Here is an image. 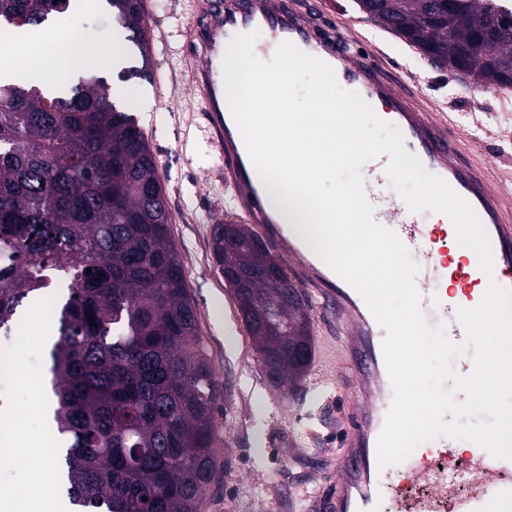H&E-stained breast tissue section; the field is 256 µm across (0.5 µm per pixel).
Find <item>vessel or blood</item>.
<instances>
[{"mask_svg": "<svg viewBox=\"0 0 512 512\" xmlns=\"http://www.w3.org/2000/svg\"><path fill=\"white\" fill-rule=\"evenodd\" d=\"M193 16L186 37V81L204 101L207 129L218 156L217 175L223 180L231 210L239 220L257 225L288 255L282 269L288 278L312 289L321 313L335 326L350 364L341 384L360 393L371 391L386 370L382 344H367L368 332L378 323L359 293L318 255L307 253L269 204L265 185L248 154L244 139L228 105L223 59L238 34L263 32L266 39L254 53L268 60L274 46L292 42L304 53L330 65L340 85L357 92L369 104H381L378 116L402 133L406 149L426 170L447 181L475 210L491 244L492 271L484 273L474 252L455 260L456 243L441 224H420L402 201L385 199L388 156L366 167V196L374 205V219L392 229L409 249L421 257L420 305L441 314L448 339H466L458 322V308L477 306L489 282L512 294V178L491 173L477 161H460L461 142L454 121L444 112L421 107V94L413 87L383 77L393 63L372 32L353 26L339 27L326 20L323 0H192ZM389 411L387 401L352 406L344 416L336 463V477L326 499L327 512H375L378 490L367 483L379 474L377 440ZM440 458L455 456L451 437L439 440ZM453 468L425 469L415 460L404 465L409 486L432 485L430 498H411L405 512H512V460L497 458L480 446L455 456ZM468 484L457 495L458 480Z\"/></svg>", "mask_w": 512, "mask_h": 512, "instance_id": "obj_1", "label": "vessel or blood"}]
</instances>
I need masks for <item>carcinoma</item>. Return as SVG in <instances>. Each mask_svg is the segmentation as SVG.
Instances as JSON below:
<instances>
[{"instance_id":"carcinoma-1","label":"carcinoma","mask_w":512,"mask_h":512,"mask_svg":"<svg viewBox=\"0 0 512 512\" xmlns=\"http://www.w3.org/2000/svg\"><path fill=\"white\" fill-rule=\"evenodd\" d=\"M152 77L143 0H103ZM370 19L441 67L483 85L512 79V10L499 0H358ZM53 0H0V35L42 26ZM157 163L133 117L91 74L69 87L17 74L0 83V329L68 276L51 332L49 420L63 444L70 512H200L213 480L218 383L171 238ZM219 272L246 274L234 296L266 375L296 389L312 346L309 304L291 305L278 260L226 249ZM92 273H86L87 269Z\"/></svg>"}]
</instances>
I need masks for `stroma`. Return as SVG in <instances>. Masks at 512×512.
Returning <instances> with one entry per match:
<instances>
[{
  "mask_svg": "<svg viewBox=\"0 0 512 512\" xmlns=\"http://www.w3.org/2000/svg\"><path fill=\"white\" fill-rule=\"evenodd\" d=\"M80 11L54 13L63 32L80 29V43L100 51L120 42L123 32L100 0H83ZM154 76L134 81L135 102H121L147 136L172 215L186 288L219 387L217 422L224 436L215 477L203 512H319L317 500L336 466L337 377L341 369L336 333L312 310L314 360L299 390L273 386L256 357L254 342L236 301L219 275L211 251V226L227 213L224 184L214 176L217 158L204 131L197 93L181 80L188 0H145ZM375 32L399 62L391 75L420 80L424 92L454 118L462 158L478 155L496 169L512 170V86L507 98L472 93L461 74L431 67L414 49L383 27ZM43 307L17 311L10 330L0 331V353H16L19 376L0 383V396L22 414L25 429L42 432L44 420L31 407L49 365L44 346L21 344Z\"/></svg>",
  "mask_w": 512,
  "mask_h": 512,
  "instance_id": "stroma-1",
  "label": "stroma"
}]
</instances>
